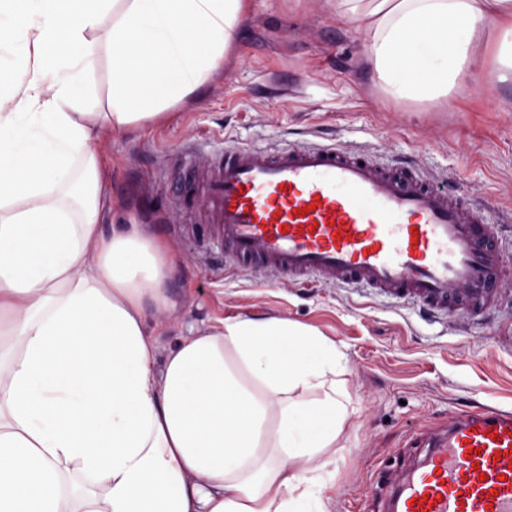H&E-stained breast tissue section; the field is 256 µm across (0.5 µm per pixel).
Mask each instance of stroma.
<instances>
[{
	"mask_svg": "<svg viewBox=\"0 0 512 512\" xmlns=\"http://www.w3.org/2000/svg\"><path fill=\"white\" fill-rule=\"evenodd\" d=\"M345 10L344 0H249L222 71L160 121L103 142L102 221L136 219L171 249L177 310L157 364L181 337L237 316L285 318L335 346L328 379L352 416L309 467L329 483V512H365L419 430L470 406L512 408V237L498 239L508 269L498 284L501 308L429 319L368 288L239 268L213 244L201 212L178 203L188 183L180 145L196 147L205 167L224 146L338 143L482 198L491 222L512 213V73H501L496 44L483 51L487 89L397 100L365 64V33Z\"/></svg>",
	"mask_w": 512,
	"mask_h": 512,
	"instance_id": "stroma-1",
	"label": "stroma"
}]
</instances>
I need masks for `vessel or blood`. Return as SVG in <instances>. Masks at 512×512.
Listing matches in <instances>:
<instances>
[{
	"label": "vessel or blood",
	"instance_id": "b4317fda",
	"mask_svg": "<svg viewBox=\"0 0 512 512\" xmlns=\"http://www.w3.org/2000/svg\"><path fill=\"white\" fill-rule=\"evenodd\" d=\"M187 200L221 225L241 265L371 288L437 315L457 297L481 314L504 273L483 202L339 144L223 148ZM381 512H512V409L464 410L416 438Z\"/></svg>",
	"mask_w": 512,
	"mask_h": 512
}]
</instances>
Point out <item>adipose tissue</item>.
Returning a JSON list of instances; mask_svg holds the SVG:
<instances>
[{"label": "adipose tissue", "instance_id": "obj_1", "mask_svg": "<svg viewBox=\"0 0 512 512\" xmlns=\"http://www.w3.org/2000/svg\"><path fill=\"white\" fill-rule=\"evenodd\" d=\"M399 99L483 69L512 0H346ZM245 0H0V512H329L306 461L347 418L336 349L237 317L172 347L166 250L100 222L112 132L223 69Z\"/></svg>", "mask_w": 512, "mask_h": 512}]
</instances>
